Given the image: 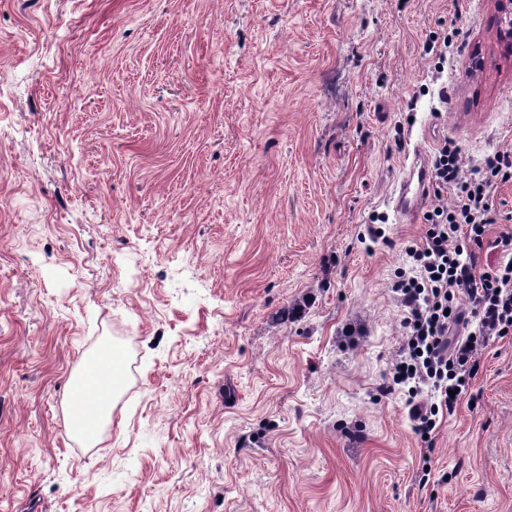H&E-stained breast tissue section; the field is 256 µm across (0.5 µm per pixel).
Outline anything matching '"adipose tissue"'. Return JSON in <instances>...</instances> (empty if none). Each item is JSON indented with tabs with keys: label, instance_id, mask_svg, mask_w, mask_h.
Instances as JSON below:
<instances>
[{
	"label": "adipose tissue",
	"instance_id": "obj_1",
	"mask_svg": "<svg viewBox=\"0 0 512 512\" xmlns=\"http://www.w3.org/2000/svg\"><path fill=\"white\" fill-rule=\"evenodd\" d=\"M122 379V356L106 346L87 357L70 380L68 431L87 446L99 443L112 418Z\"/></svg>",
	"mask_w": 512,
	"mask_h": 512
}]
</instances>
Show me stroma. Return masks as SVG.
Instances as JSON below:
<instances>
[{
  "instance_id": "stroma-1",
  "label": "stroma",
  "mask_w": 512,
  "mask_h": 512,
  "mask_svg": "<svg viewBox=\"0 0 512 512\" xmlns=\"http://www.w3.org/2000/svg\"><path fill=\"white\" fill-rule=\"evenodd\" d=\"M495 15L0 0V512H512V335L430 458L380 393L391 278L425 231L392 209L408 154L512 148ZM106 343L126 383L90 448L67 385Z\"/></svg>"
}]
</instances>
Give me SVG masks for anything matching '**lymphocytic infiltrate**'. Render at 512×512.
Returning <instances> with one entry per match:
<instances>
[{
	"instance_id": "f902f5d3",
	"label": "lymphocytic infiltrate",
	"mask_w": 512,
	"mask_h": 512,
	"mask_svg": "<svg viewBox=\"0 0 512 512\" xmlns=\"http://www.w3.org/2000/svg\"><path fill=\"white\" fill-rule=\"evenodd\" d=\"M433 199L423 214L421 243L407 247L411 268L392 284L404 311V340L387 391H400L414 431L432 436L454 412L480 370L489 340L512 334V222L494 200L512 180V150H499L481 166L465 164L459 147L441 142L431 159ZM497 256L479 266L482 250Z\"/></svg>"
}]
</instances>
